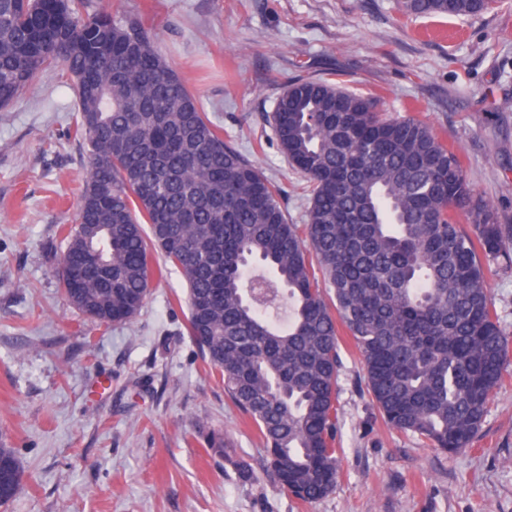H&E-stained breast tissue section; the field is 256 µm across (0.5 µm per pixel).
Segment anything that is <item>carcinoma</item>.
I'll return each mask as SVG.
<instances>
[{
  "label": "carcinoma",
  "mask_w": 512,
  "mask_h": 512,
  "mask_svg": "<svg viewBox=\"0 0 512 512\" xmlns=\"http://www.w3.org/2000/svg\"><path fill=\"white\" fill-rule=\"evenodd\" d=\"M494 3L401 0L408 16L470 17ZM47 73L72 89L88 155L76 223L60 229L59 287L74 309L130 324L154 256L178 268L188 335L269 473L303 504L339 479L341 328L388 426L442 452L470 447L512 365L486 283L487 265L512 260V225L473 193L457 151L342 80L294 82L270 117L310 192L307 223L290 224L278 186L202 112L142 22L89 0H0V108ZM251 259L275 285L253 302ZM204 441L252 476L223 433ZM21 480L0 447L1 504Z\"/></svg>",
  "instance_id": "carcinoma-1"
}]
</instances>
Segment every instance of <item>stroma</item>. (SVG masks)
<instances>
[{
    "label": "stroma",
    "instance_id": "obj_1",
    "mask_svg": "<svg viewBox=\"0 0 512 512\" xmlns=\"http://www.w3.org/2000/svg\"><path fill=\"white\" fill-rule=\"evenodd\" d=\"M115 4L152 28L203 112L278 185L289 223L306 221V182L269 117L289 84L339 73L458 150L471 187L512 224V0L465 18H408L400 0ZM76 115L71 89L51 74L0 109V445L22 470L0 512H512V379L471 447L443 453L383 422L341 333L340 481L303 505L266 477L257 434L187 336L180 271L154 277L132 324L73 309L55 268L87 162L69 134ZM486 275L512 334V265ZM204 426L224 432L231 461L207 452Z\"/></svg>",
    "mask_w": 512,
    "mask_h": 512
}]
</instances>
